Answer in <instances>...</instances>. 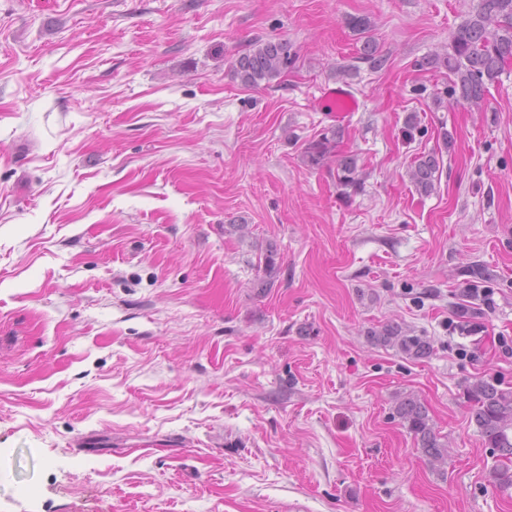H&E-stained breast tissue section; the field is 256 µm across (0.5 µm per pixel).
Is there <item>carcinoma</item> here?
Wrapping results in <instances>:
<instances>
[{"instance_id": "1", "label": "carcinoma", "mask_w": 512, "mask_h": 512, "mask_svg": "<svg viewBox=\"0 0 512 512\" xmlns=\"http://www.w3.org/2000/svg\"><path fill=\"white\" fill-rule=\"evenodd\" d=\"M364 58L374 70L385 67L387 59L379 54L371 39L366 40ZM512 60V0H478L473 17L462 24L453 37L452 52L431 57L427 64L433 68H444L456 76L450 88L452 102L456 106L481 107L487 92L486 83L495 81L508 61ZM291 62L290 46L286 41L257 42L253 48L240 56L237 68L242 80L257 87L263 81L281 75ZM338 133L322 136L305 147V157L312 166L322 164L336 153ZM439 160L435 153L418 158L412 170V180L422 194H430L435 187ZM356 162L350 156L337 160L336 180L345 188L354 191L360 188L355 177ZM376 339L394 343L398 349L415 358L430 353L431 344L421 336L401 334L398 329L387 326ZM476 408L474 419L488 446L501 452L506 459L498 476L502 483L512 484L509 464L512 463V390H503L487 380H479L472 386ZM399 414L408 422L409 430L420 437L422 448L433 456L441 455V446L428 425L425 407L413 399L399 406Z\"/></svg>"}]
</instances>
